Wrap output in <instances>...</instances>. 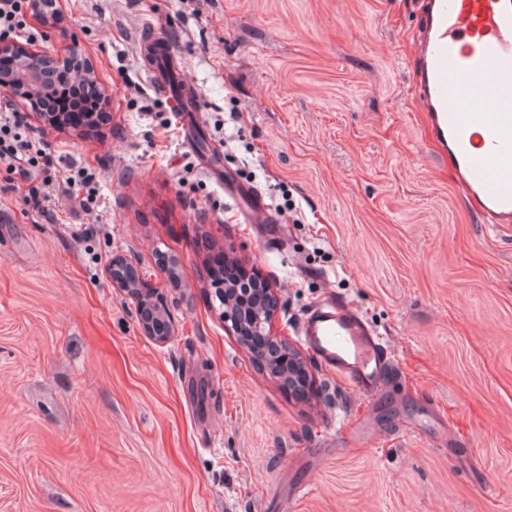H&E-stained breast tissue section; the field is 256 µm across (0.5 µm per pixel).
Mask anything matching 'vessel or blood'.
Here are the masks:
<instances>
[{
  "label": "vessel or blood",
  "instance_id": "b4317fda",
  "mask_svg": "<svg viewBox=\"0 0 512 512\" xmlns=\"http://www.w3.org/2000/svg\"><path fill=\"white\" fill-rule=\"evenodd\" d=\"M138 50L152 85L168 94L182 67L171 47L145 36ZM421 90L466 192L487 220L512 223V0H431L423 32ZM301 336L360 394L372 393L388 360L349 305L315 306Z\"/></svg>",
  "mask_w": 512,
  "mask_h": 512
}]
</instances>
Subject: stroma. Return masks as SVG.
<instances>
[{"label": "stroma", "mask_w": 512, "mask_h": 512, "mask_svg": "<svg viewBox=\"0 0 512 512\" xmlns=\"http://www.w3.org/2000/svg\"><path fill=\"white\" fill-rule=\"evenodd\" d=\"M59 6L29 47L86 59L111 118L83 136L28 115L60 172H94L83 210L0 164V512H512V224L487 223L432 139L426 0ZM144 34L200 111L154 90ZM222 251L275 289L294 343L320 301L352 305L390 352L379 388L308 348V399L262 372L220 317ZM116 255L164 294L168 342L113 288ZM138 50L152 85L162 95H167L171 104L179 112H197L199 107L198 92L187 85H183V96L177 99L170 90L171 79L179 80L182 67L180 57L170 46L158 43L154 38L145 36L138 41Z\"/></svg>", "instance_id": "stroma-1"}]
</instances>
